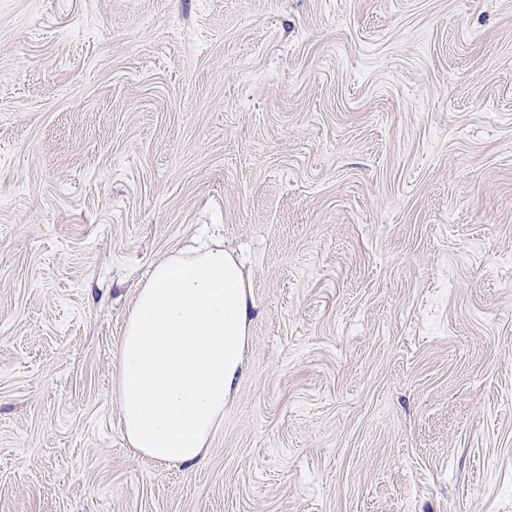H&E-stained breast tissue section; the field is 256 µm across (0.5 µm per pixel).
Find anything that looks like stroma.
<instances>
[{"label":"stroma","mask_w":512,"mask_h":512,"mask_svg":"<svg viewBox=\"0 0 512 512\" xmlns=\"http://www.w3.org/2000/svg\"><path fill=\"white\" fill-rule=\"evenodd\" d=\"M195 236L250 313L188 469L113 380ZM0 512H512V0H0Z\"/></svg>","instance_id":"1"}]
</instances>
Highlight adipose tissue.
<instances>
[{"label": "adipose tissue", "mask_w": 512, "mask_h": 512, "mask_svg": "<svg viewBox=\"0 0 512 512\" xmlns=\"http://www.w3.org/2000/svg\"><path fill=\"white\" fill-rule=\"evenodd\" d=\"M248 291L222 248L186 246L139 288L116 350L120 424L141 458L192 466L207 454L242 361Z\"/></svg>", "instance_id": "obj_1"}]
</instances>
